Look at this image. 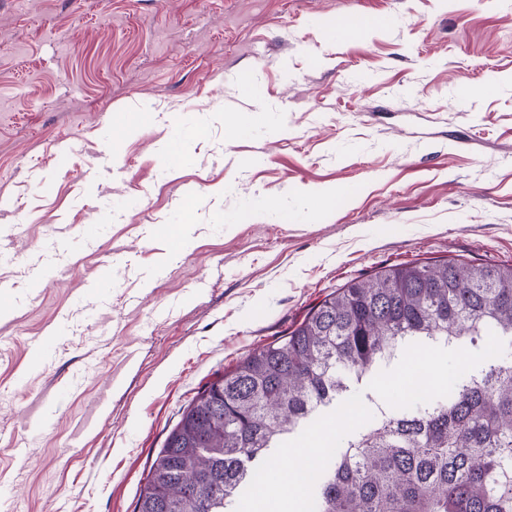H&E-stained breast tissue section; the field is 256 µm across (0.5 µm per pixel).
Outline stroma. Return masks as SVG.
<instances>
[{
	"label": "stroma",
	"instance_id": "obj_1",
	"mask_svg": "<svg viewBox=\"0 0 512 512\" xmlns=\"http://www.w3.org/2000/svg\"><path fill=\"white\" fill-rule=\"evenodd\" d=\"M358 10L385 21L336 41ZM453 259L512 264V0H0V512H134L208 383L346 283ZM432 354L447 384L487 360ZM407 356L327 410L334 447L413 409L380 385ZM300 441L230 512H276Z\"/></svg>",
	"mask_w": 512,
	"mask_h": 512
}]
</instances>
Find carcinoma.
I'll return each mask as SVG.
<instances>
[{
	"label": "carcinoma",
	"instance_id": "1",
	"mask_svg": "<svg viewBox=\"0 0 512 512\" xmlns=\"http://www.w3.org/2000/svg\"><path fill=\"white\" fill-rule=\"evenodd\" d=\"M512 337V265L408 263L345 284L211 383L157 453L134 512H225L248 464L394 349ZM317 512H512V360L378 420L328 460Z\"/></svg>",
	"mask_w": 512,
	"mask_h": 512
}]
</instances>
